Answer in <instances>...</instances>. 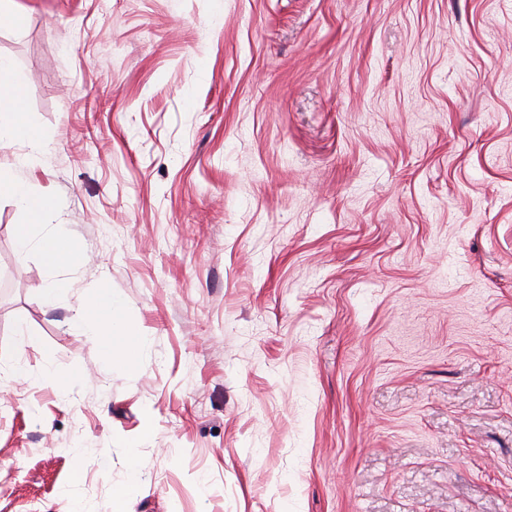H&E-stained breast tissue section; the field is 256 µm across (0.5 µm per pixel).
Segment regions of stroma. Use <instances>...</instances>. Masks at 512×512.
Instances as JSON below:
<instances>
[{
    "label": "stroma",
    "mask_w": 512,
    "mask_h": 512,
    "mask_svg": "<svg viewBox=\"0 0 512 512\" xmlns=\"http://www.w3.org/2000/svg\"><path fill=\"white\" fill-rule=\"evenodd\" d=\"M9 4L0 512H512V0ZM20 103L16 97L4 100L0 99V146H6L18 140H24L32 155H38L42 151V142L30 134L18 121ZM0 194L8 195L29 222L21 224L22 227L31 225L34 220L40 221L48 209L47 201L35 198L28 184L12 170L0 169ZM38 247L50 267L77 266L84 260L83 255L76 251L66 239L56 234L44 237ZM121 303L113 296L98 295L80 301L75 308V320L84 335L103 345L128 342L130 345L143 343L133 337L124 327L121 316Z\"/></svg>",
    "instance_id": "35a3bbf8"
}]
</instances>
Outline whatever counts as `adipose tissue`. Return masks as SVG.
<instances>
[{"instance_id":"obj_1","label":"adipose tissue","mask_w":512,"mask_h":512,"mask_svg":"<svg viewBox=\"0 0 512 512\" xmlns=\"http://www.w3.org/2000/svg\"><path fill=\"white\" fill-rule=\"evenodd\" d=\"M19 111L18 99H0V146L22 140L26 142L30 154H40L42 143L20 124L17 119ZM0 194L8 195L30 222L41 219L48 209L47 201L35 198L28 184L11 170L0 169ZM120 312L121 303L118 299L99 295L78 303L75 320L81 326L84 335L101 344H135L136 339L125 329Z\"/></svg>"}]
</instances>
